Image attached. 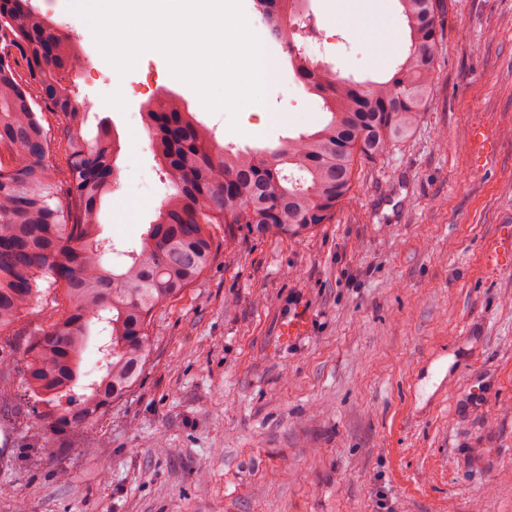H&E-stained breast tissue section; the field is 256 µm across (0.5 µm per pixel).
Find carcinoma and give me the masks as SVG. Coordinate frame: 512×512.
I'll use <instances>...</instances> for the list:
<instances>
[{
	"mask_svg": "<svg viewBox=\"0 0 512 512\" xmlns=\"http://www.w3.org/2000/svg\"><path fill=\"white\" fill-rule=\"evenodd\" d=\"M398 2L408 49L389 79L358 82L314 63L297 44L294 34H316L309 0H256L268 42L285 50L329 120L273 149L233 152L178 98L164 99L144 121L157 173L172 193L140 245L119 251L100 237L99 222L103 201L118 188L112 130L100 125L85 136V113L72 111L77 95L59 75L76 46L31 0H0V48L17 49L0 65V151H15L9 164L0 162V341L44 284L63 292L26 364L27 386L44 405L38 434H90L138 380L156 310L197 284L222 244L243 229L257 238H298L329 223L351 197L355 165L383 155L421 123L437 73V0ZM288 14L303 20L296 33L283 26ZM39 107L62 121L47 175L50 138ZM265 156L273 162H262ZM94 334L104 339L95 372L83 366ZM80 381L84 393L74 398Z\"/></svg>",
	"mask_w": 512,
	"mask_h": 512,
	"instance_id": "carcinoma-1",
	"label": "carcinoma"
}]
</instances>
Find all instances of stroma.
Masks as SVG:
<instances>
[{"instance_id": "obj_1", "label": "stroma", "mask_w": 512, "mask_h": 512, "mask_svg": "<svg viewBox=\"0 0 512 512\" xmlns=\"http://www.w3.org/2000/svg\"><path fill=\"white\" fill-rule=\"evenodd\" d=\"M51 9L83 50L65 85L121 145L101 231L140 239L167 195L141 114L173 95L219 145L275 147L326 114L280 62L265 107L202 109L158 52L105 104L112 68L71 0ZM440 61L424 119L358 166L330 223L291 239L240 231L200 283L160 308L149 359L100 416L93 445L36 439L24 370L60 300L39 296L9 340L0 384V512H512V0H437ZM306 52L363 82L407 44L398 0H310ZM307 335L279 343L283 321Z\"/></svg>"}]
</instances>
